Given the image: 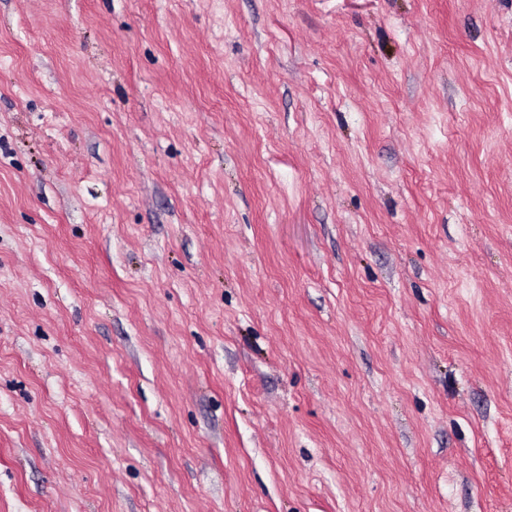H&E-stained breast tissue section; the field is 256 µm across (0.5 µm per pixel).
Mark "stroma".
Returning a JSON list of instances; mask_svg holds the SVG:
<instances>
[{
    "label": "stroma",
    "instance_id": "1",
    "mask_svg": "<svg viewBox=\"0 0 512 512\" xmlns=\"http://www.w3.org/2000/svg\"><path fill=\"white\" fill-rule=\"evenodd\" d=\"M0 512H512V0H0Z\"/></svg>",
    "mask_w": 512,
    "mask_h": 512
}]
</instances>
